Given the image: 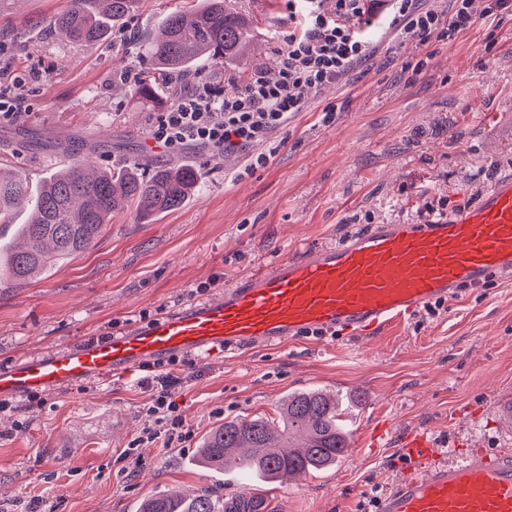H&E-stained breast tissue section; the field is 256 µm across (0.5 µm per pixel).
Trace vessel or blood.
I'll return each instance as SVG.
<instances>
[{
    "label": "vessel or blood",
    "mask_w": 512,
    "mask_h": 512,
    "mask_svg": "<svg viewBox=\"0 0 512 512\" xmlns=\"http://www.w3.org/2000/svg\"><path fill=\"white\" fill-rule=\"evenodd\" d=\"M491 274L512 279V176L460 213L371 225L241 276L219 296L147 325L0 368V397L105 380L170 355L277 346L306 330L372 336ZM404 455L403 475L387 485L376 512H512V450H447L416 432Z\"/></svg>",
    "instance_id": "1"
}]
</instances>
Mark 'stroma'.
Here are the masks:
<instances>
[{"instance_id": "obj_1", "label": "stroma", "mask_w": 512, "mask_h": 512, "mask_svg": "<svg viewBox=\"0 0 512 512\" xmlns=\"http://www.w3.org/2000/svg\"><path fill=\"white\" fill-rule=\"evenodd\" d=\"M185 0H136L124 24L87 48L52 36L48 21L66 0H0V86L29 76L24 110L0 118V167L40 186L69 161L103 169L189 165L199 191L151 223L114 216L87 251L25 285L0 279V368L33 354L97 341L199 302L262 265L305 247L340 243L372 224L426 219L474 205L512 175V5L450 42L401 44L395 27L366 29L371 56L342 82L310 96L274 136L267 167L237 181L245 154L215 147L157 148L150 136L184 78L135 85L147 33ZM250 20L249 58L196 71L233 93L257 70H276L291 20L285 0H234ZM420 71H413L417 61ZM336 119L321 121L325 106ZM175 397L192 439L185 448L144 449L133 474L121 454L142 428L149 393L133 371L13 398L0 412V512L39 498L54 512H137L148 495L236 490L235 472L203 468L206 434L243 416H277L288 395L335 396L349 446L336 464L299 481L263 484L275 512H364L399 476L407 434L441 445L512 449V280L489 278L366 340L301 337L273 348L195 357Z\"/></svg>"}]
</instances>
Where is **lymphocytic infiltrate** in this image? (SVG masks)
Returning a JSON list of instances; mask_svg holds the SVG:
<instances>
[{
    "label": "lymphocytic infiltrate",
    "instance_id": "f902f5d3",
    "mask_svg": "<svg viewBox=\"0 0 512 512\" xmlns=\"http://www.w3.org/2000/svg\"><path fill=\"white\" fill-rule=\"evenodd\" d=\"M451 3L444 14L420 0H287L288 15L299 25L283 38L277 77L254 72L232 95L197 77L179 91L173 108L159 113L152 137L169 149L194 144L247 152L243 172L252 174L269 164L278 150L274 134L303 111L308 95L342 81L365 60L369 46L359 24L384 14L403 41L422 46L450 41L471 27L475 0ZM145 382L150 391L145 423L122 454L129 473L140 465L144 448L158 442L180 447L192 438L174 395L179 377L155 372Z\"/></svg>",
    "mask_w": 512,
    "mask_h": 512
}]
</instances>
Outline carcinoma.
Segmentation results:
<instances>
[{"label": "carcinoma", "instance_id": "1", "mask_svg": "<svg viewBox=\"0 0 512 512\" xmlns=\"http://www.w3.org/2000/svg\"><path fill=\"white\" fill-rule=\"evenodd\" d=\"M136 0H68L51 21L69 41L93 46L123 23ZM247 19L228 0H206L201 7L168 13L147 44L150 67L138 80V91L151 96L160 74L187 75L198 60L217 64L243 57L251 43ZM199 188V173L188 166L161 165L145 172L130 162L95 171L82 156L44 182L20 236L26 243L0 257V273L17 285L92 246L112 215L135 207L143 222L181 207ZM29 184L17 172L0 170V223L28 203ZM280 428L260 415L224 421L202 440L198 460L214 469L236 464L263 482L303 476L336 464L348 448L347 433L336 401L318 390L288 396L280 407ZM139 512H274L259 489L230 492L220 498L203 492L145 498Z\"/></svg>", "mask_w": 512, "mask_h": 512}]
</instances>
